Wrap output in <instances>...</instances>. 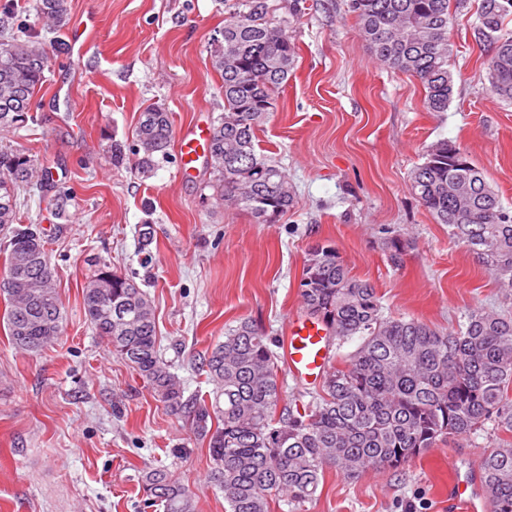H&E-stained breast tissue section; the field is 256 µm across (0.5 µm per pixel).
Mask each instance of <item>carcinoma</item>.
I'll return each instance as SVG.
<instances>
[{
	"label": "carcinoma",
	"instance_id": "cac0c4a2",
	"mask_svg": "<svg viewBox=\"0 0 512 512\" xmlns=\"http://www.w3.org/2000/svg\"><path fill=\"white\" fill-rule=\"evenodd\" d=\"M465 0H347V12L380 63L417 78L429 112H446L453 95L450 27ZM224 41L214 66L224 81V114L211 129L208 164L228 207L249 211L259 224L296 204L282 168L257 149L256 132L287 81L295 49L270 18L268 0H224ZM512 0H481L475 38L490 47L484 62L492 92L512 102V31L504 22ZM36 14L58 29L67 0H36ZM48 52L39 41L0 48V129L31 119ZM173 139L169 113H140L128 149L140 173L167 158ZM38 172L22 153H0V231L6 241L0 295L12 343L36 353L62 334L64 306L37 224L17 223L14 187ZM410 187L450 237L465 244L501 283L512 287V210L460 145L439 140L410 174ZM304 307L355 351L331 365L311 405L278 409L280 356L268 334L249 320L224 331L202 363L213 399L184 398L181 379L160 356L153 305L129 277L103 266L82 286L85 316L110 350L127 361L155 397L209 439L210 481L224 493L225 512H270V501L291 507L312 501L328 467L350 477L371 468H397L437 442L468 437L492 424L512 432V316L474 310L454 332L414 317L386 318L376 288L351 275L333 249L308 253L299 284ZM488 512H512V445L479 463ZM144 507L195 512L192 491L163 467L141 476Z\"/></svg>",
	"mask_w": 512,
	"mask_h": 512
}]
</instances>
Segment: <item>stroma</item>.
<instances>
[{
    "mask_svg": "<svg viewBox=\"0 0 512 512\" xmlns=\"http://www.w3.org/2000/svg\"><path fill=\"white\" fill-rule=\"evenodd\" d=\"M480 0L453 20L452 101L426 111L416 78L380 64L345 0H269L296 47L287 83L257 133L261 153L287 174L297 204L260 224L224 207L206 161L181 172L177 148L149 173L113 162L131 144L147 107L169 112L174 135L213 125L224 111L214 67L223 0H69L66 23L50 31L34 0H0V44L25 23L51 44L33 121L0 130V150L29 156L70 192L64 212L37 182L20 188V223L45 231L66 320L37 354L13 345L0 297V512H141V471L163 467L194 492L196 512H224L210 481L206 439L158 401L87 321L82 285L97 263L133 276L151 300L162 355L204 399L201 361L224 329L247 318L284 340L304 315L299 282L312 248L330 247L352 275L369 281L387 317H414L452 331L476 308L512 315L503 287L463 244L450 239L412 193L409 175L431 144H460L512 208V103L491 91L487 46L472 27ZM90 46L71 44L76 22ZM153 240L141 252L138 230ZM400 238V265L388 243ZM512 434L484 430L437 442L409 463L350 479L326 469L315 500L296 512H463L448 498L453 476Z\"/></svg>",
    "mask_w": 512,
    "mask_h": 512,
    "instance_id": "stroma-1",
    "label": "stroma"
}]
</instances>
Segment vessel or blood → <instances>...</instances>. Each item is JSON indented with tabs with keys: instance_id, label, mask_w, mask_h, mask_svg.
Listing matches in <instances>:
<instances>
[{
	"instance_id": "vessel-or-blood-1",
	"label": "vessel or blood",
	"mask_w": 512,
	"mask_h": 512,
	"mask_svg": "<svg viewBox=\"0 0 512 512\" xmlns=\"http://www.w3.org/2000/svg\"><path fill=\"white\" fill-rule=\"evenodd\" d=\"M209 132L196 127L181 136L180 160L182 170L191 169L199 159V150L207 145ZM288 367L304 379H320L329 367V353L326 347V326L312 318L292 319L285 339ZM452 499L464 506L466 512H485L487 504L469 484L458 479L449 489Z\"/></svg>"
}]
</instances>
